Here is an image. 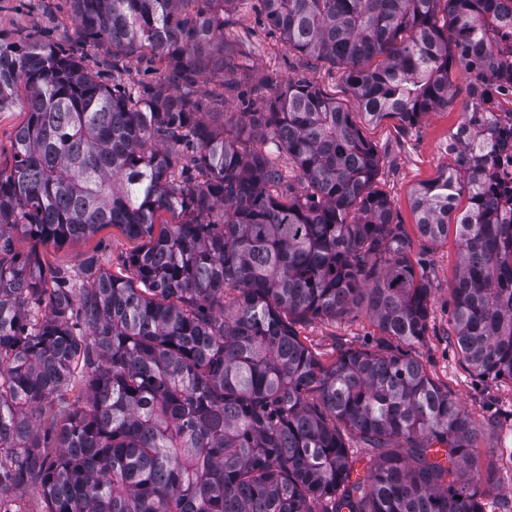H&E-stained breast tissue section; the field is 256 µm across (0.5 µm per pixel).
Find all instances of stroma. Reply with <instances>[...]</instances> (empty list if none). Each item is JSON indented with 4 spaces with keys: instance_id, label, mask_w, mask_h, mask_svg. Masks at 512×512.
Listing matches in <instances>:
<instances>
[{
    "instance_id": "obj_1",
    "label": "stroma",
    "mask_w": 512,
    "mask_h": 512,
    "mask_svg": "<svg viewBox=\"0 0 512 512\" xmlns=\"http://www.w3.org/2000/svg\"><path fill=\"white\" fill-rule=\"evenodd\" d=\"M0 33L61 45L98 70L104 83L116 78L109 57L75 34L69 0H0ZM227 36L245 53L250 71L237 76V87L228 94L225 111H246L254 83L268 80L276 84L291 77L317 85L354 110L357 126L380 157L376 187L387 195L412 241L411 257L417 273L423 274L432 287L428 332L410 351L430 377L472 413L476 429L473 456L481 478L489 482L486 502L512 501V382L479 379L463 364L453 336L451 295L459 266V244L453 236L437 245L424 241L417 230L411 200L414 188L434 179L447 165L448 135L462 119L475 87L474 75L463 67H454L448 74L452 95L447 106L423 115L416 125L406 126L394 119L374 124L356 113V104L338 69L326 62L307 65L304 57L284 46L279 34L258 21L254 11H241L237 25L228 29ZM163 77L161 64L147 56L130 61L116 79L122 85L135 86L156 84ZM14 244L23 253L37 250L46 270L78 269L84 257L94 253L101 267L117 276L126 272L123 258L140 246L139 240L112 225L62 246L37 245L22 235L15 236ZM297 330L301 340L325 363L332 362L343 349L372 348L380 336L370 315L362 309L336 321L312 319L299 324Z\"/></svg>"
}]
</instances>
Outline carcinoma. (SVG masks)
<instances>
[{
  "mask_svg": "<svg viewBox=\"0 0 512 512\" xmlns=\"http://www.w3.org/2000/svg\"><path fill=\"white\" fill-rule=\"evenodd\" d=\"M75 33L166 79L107 85L60 46L0 36V111L18 104L0 169V512L38 487L44 512H485L470 413L407 351L431 284L352 112L290 79L243 117L224 79L244 0H70ZM285 47L335 66L367 121L448 106V70L483 93L472 134L413 190L420 236L460 244L454 337L481 380L512 381V222L487 199L494 82L512 83L494 27L505 0H255ZM112 224L142 239L117 277L90 256L83 287L13 235L63 245ZM235 292L231 305L224 295ZM364 308L372 349L327 364L296 325ZM87 395L74 409L75 385ZM366 450L364 475L351 442ZM443 449H436L434 445Z\"/></svg>",
  "mask_w": 512,
  "mask_h": 512,
  "instance_id": "cac0c4a2",
  "label": "carcinoma"
}]
</instances>
